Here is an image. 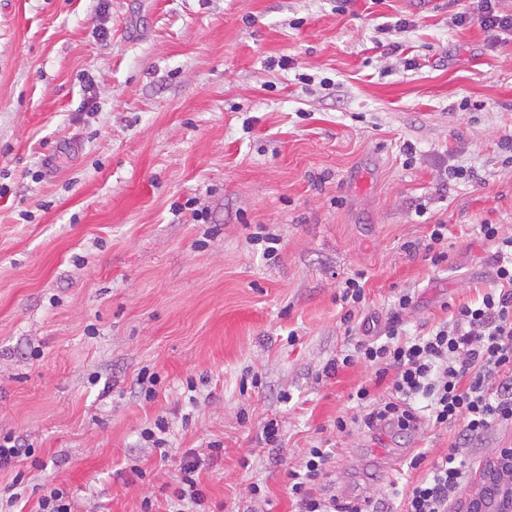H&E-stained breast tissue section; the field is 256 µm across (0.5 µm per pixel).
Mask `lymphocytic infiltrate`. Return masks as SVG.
<instances>
[{
    "mask_svg": "<svg viewBox=\"0 0 512 512\" xmlns=\"http://www.w3.org/2000/svg\"><path fill=\"white\" fill-rule=\"evenodd\" d=\"M482 236L497 244V286L483 294L478 305H465L457 315L426 335L402 338L398 321H391L383 343L359 340L353 358L377 366L378 376H391L390 400L375 402L369 388L356 392L359 413L335 421L338 432L357 425L376 432L416 430L419 418L410 401L428 399L427 422L435 427L460 425L455 450L434 462L415 455L410 468L429 463L425 476L413 485L392 483L391 494L400 512H448L469 478L463 453L469 443L492 427L512 422V235L502 236L498 225L484 224ZM499 378L490 388V378ZM328 448L307 449L299 469L289 472V492L297 512H384L382 502L365 498L341 502L335 496L314 495L331 458Z\"/></svg>",
    "mask_w": 512,
    "mask_h": 512,
    "instance_id": "1",
    "label": "lymphocytic infiltrate"
}]
</instances>
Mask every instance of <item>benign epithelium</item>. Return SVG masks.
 <instances>
[{"label":"benign epithelium","instance_id":"7a95c632","mask_svg":"<svg viewBox=\"0 0 512 512\" xmlns=\"http://www.w3.org/2000/svg\"><path fill=\"white\" fill-rule=\"evenodd\" d=\"M460 512H512V448H498L459 502Z\"/></svg>","mask_w":512,"mask_h":512}]
</instances>
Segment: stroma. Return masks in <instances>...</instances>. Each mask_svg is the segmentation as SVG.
I'll return each mask as SVG.
<instances>
[{
  "mask_svg": "<svg viewBox=\"0 0 512 512\" xmlns=\"http://www.w3.org/2000/svg\"><path fill=\"white\" fill-rule=\"evenodd\" d=\"M467 5L0 0V435L35 450L0 469V512L55 488L72 512H169L188 451L212 512H292L314 446L326 492L382 500L425 475L415 449L450 451L453 427L337 433L391 380L325 367L354 345L348 277L378 332L412 294L407 338L494 285L479 227L512 235V35L457 25ZM160 415L162 449L142 437ZM362 278H364L363 274L358 273L355 277L347 278L344 281V285L341 287L342 292L339 295V301H341L343 305L345 304L351 307L344 315V320H348L347 322H349L354 314L353 308L356 309L360 307L365 300L363 285H361Z\"/></svg>",
  "mask_w": 512,
  "mask_h": 512,
  "instance_id": "obj_1",
  "label": "stroma"
}]
</instances>
